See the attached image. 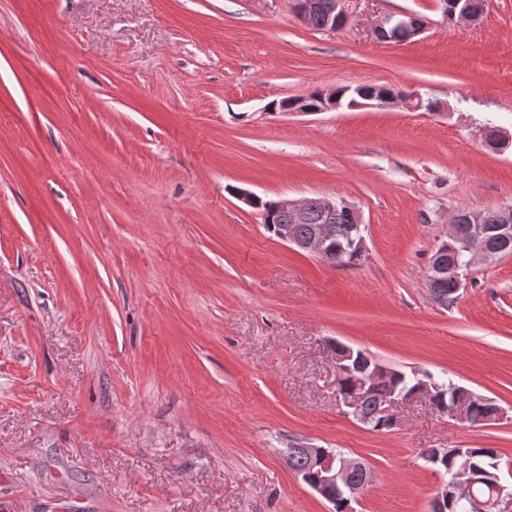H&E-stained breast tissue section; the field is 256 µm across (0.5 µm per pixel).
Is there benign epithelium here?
<instances>
[{
    "label": "benign epithelium",
    "mask_w": 512,
    "mask_h": 512,
    "mask_svg": "<svg viewBox=\"0 0 512 512\" xmlns=\"http://www.w3.org/2000/svg\"><path fill=\"white\" fill-rule=\"evenodd\" d=\"M347 0H292V8L296 18L305 23L309 14L315 10H322L327 16V24L338 20L341 27L348 24V13L345 8ZM443 14L451 13L460 20H478L484 13V6H477L474 0H452L447 3L440 0ZM405 29L409 38L419 36L425 29L423 19L410 13L387 14L381 17L374 27L377 39L381 40L390 31ZM338 110L334 89L324 92L323 103L317 108H310L303 98L296 99L290 106L281 109L283 114L311 115L321 112ZM275 209L288 214V223L277 226L276 238L281 242L296 247L319 260L325 259L326 245L330 238V225L336 223V217L344 216L350 224V240L355 251L366 250L365 238L362 231V216L360 211L343 198H319L320 231L311 239H303L297 227L307 223L305 202L302 199H280L275 202ZM512 252V208L498 210V219L494 224L485 223L484 212H460L450 222L448 239L444 240L432 256L427 275V287L432 288L448 279H453L456 288L463 286V277L466 272L479 262H488L494 258ZM378 382V373L357 382L355 389L344 399L346 406L352 410L359 407L360 401L368 388ZM409 403L393 393L387 395L384 413L388 414L393 423H398V409ZM303 452L309 458L316 470L312 489L320 496L336 503L335 493L340 490L346 497L345 512H351V502L357 500L369 483L367 469L359 461L342 458L336 462V453L325 448L307 446ZM357 472L360 478L356 481L347 479L351 472ZM478 483L476 475L466 467L458 470L454 477L452 487L459 488L469 494L468 500L471 512H499L500 506L506 500L512 501V490L500 482L492 485L488 495L473 493V487Z\"/></svg>",
    "instance_id": "1"
}]
</instances>
